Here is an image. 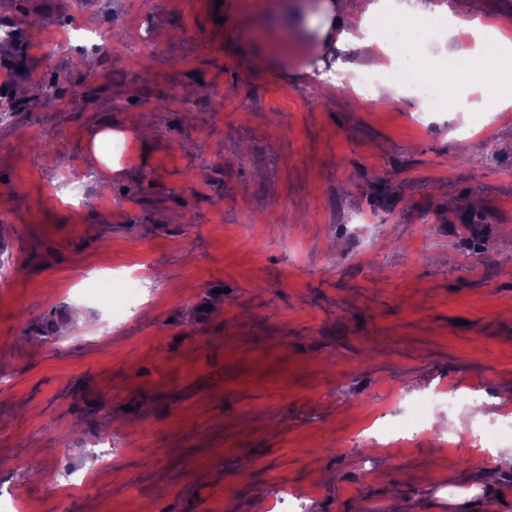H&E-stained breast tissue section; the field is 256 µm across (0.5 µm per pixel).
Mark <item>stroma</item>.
Returning a JSON list of instances; mask_svg holds the SVG:
<instances>
[{"label":"stroma","mask_w":512,"mask_h":512,"mask_svg":"<svg viewBox=\"0 0 512 512\" xmlns=\"http://www.w3.org/2000/svg\"><path fill=\"white\" fill-rule=\"evenodd\" d=\"M260 2L192 0L189 37L181 0H87L85 26L159 46L97 56L91 83L84 56L38 49L67 0H0L14 33L0 98L17 104L0 122V490L37 512H258L281 478L313 492L306 512H392L397 497L456 512L442 486L470 489L477 466L436 437L403 459L336 451L401 387L482 385L439 427L481 425L512 455V124L480 113L494 155L459 152L451 114L419 131L414 97H359L305 71L382 54H321L314 30L279 44ZM50 81L67 101L56 112L41 105ZM214 87L223 100L205 98ZM105 130L130 151L112 152L102 184ZM108 198L121 204L107 213ZM475 235L484 252L461 264ZM79 261L102 277L131 264L173 295L104 330ZM105 433L124 452L103 463ZM72 473L91 480L67 490ZM466 512H512V466Z\"/></svg>","instance_id":"obj_1"}]
</instances>
